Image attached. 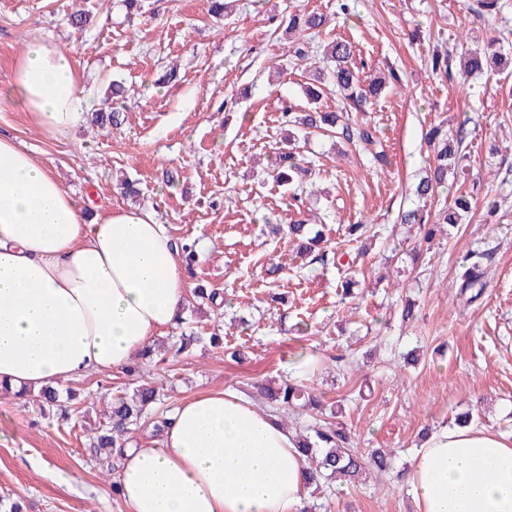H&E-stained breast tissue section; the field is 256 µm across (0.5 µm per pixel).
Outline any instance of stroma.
Segmentation results:
<instances>
[{
    "instance_id": "stroma-1",
    "label": "stroma",
    "mask_w": 512,
    "mask_h": 512,
    "mask_svg": "<svg viewBox=\"0 0 512 512\" xmlns=\"http://www.w3.org/2000/svg\"><path fill=\"white\" fill-rule=\"evenodd\" d=\"M473 2L350 0L341 15L336 0H235L216 18L206 0H140L132 15L122 0H0V135L31 151L84 208L128 206L117 181L135 180L136 208L195 244L186 287L225 300L217 309L186 298V321L246 352L234 361L202 342L168 360L165 347L181 333L172 326L135 372L69 381L84 416L43 414L35 398L0 394V512L16 501L24 512H125L91 441L105 399L132 394L139 371L160 359L162 409L216 389L252 398L255 383L295 379L324 396L358 448L392 451L391 473L326 484L315 512H415L408 483L393 476L409 470L424 433L452 427L458 414L512 438V64L465 80L431 68L439 48L457 58L479 44L512 57V0L492 19L477 17ZM78 10L89 13L80 32L67 22ZM294 11L327 16L329 38L353 42L365 74L398 77L366 108L386 165L312 135L299 152L314 163L316 193L299 204L264 173L286 134L284 101L307 104L310 67L289 57L280 28ZM32 39L68 51L86 86L85 118L57 137L4 96ZM173 63L177 80L160 83ZM115 80L126 89L117 104L125 120L101 129L87 115ZM436 125L464 127V156L454 185L424 202L415 188ZM458 190L475 205L451 235L426 242L398 223L399 211L437 212ZM299 213L317 214L325 259L295 258L287 237L267 233L266 223L285 226ZM365 221L376 237L347 244V225ZM345 244L356 259L333 263ZM473 249L493 260L469 302L458 295L457 261Z\"/></svg>"
}]
</instances>
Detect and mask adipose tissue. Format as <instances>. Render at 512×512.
I'll use <instances>...</instances> for the list:
<instances>
[{
    "instance_id": "1",
    "label": "adipose tissue",
    "mask_w": 512,
    "mask_h": 512,
    "mask_svg": "<svg viewBox=\"0 0 512 512\" xmlns=\"http://www.w3.org/2000/svg\"><path fill=\"white\" fill-rule=\"evenodd\" d=\"M10 96L48 136L77 124L84 86L70 55L41 39L18 58ZM185 297L164 225L137 209H82L26 149L0 138V387L130 363L173 325ZM127 512H297L311 487L296 437L242 394L178 405L161 444L125 451ZM407 482L416 512H512V439L455 426L430 435Z\"/></svg>"
}]
</instances>
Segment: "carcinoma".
Segmentation results:
<instances>
[{"mask_svg":"<svg viewBox=\"0 0 512 512\" xmlns=\"http://www.w3.org/2000/svg\"><path fill=\"white\" fill-rule=\"evenodd\" d=\"M502 5L499 0H476L472 11L479 17L485 15L494 17L500 12ZM325 16L322 13L311 12L293 14L289 17L286 32L301 35V41L290 46L289 56L299 62L309 60L311 41L323 31ZM322 62L332 67L330 73L332 87L340 93L343 103L355 111H365V106L380 98L389 86L384 76H376L370 80L362 77V69L355 60V47L347 40L332 39L323 45ZM434 71H439L447 77H453L450 52L435 53L431 59ZM324 74L316 71L312 74V82L304 89L307 107L297 109L286 103L282 107L284 123L289 126L288 135L284 138L285 147L277 152L276 165L270 176L281 186L295 190L293 196H298L296 190H304L303 178L306 169L298 159L292 143L297 141L298 134H328L336 136L361 152L368 153L372 158L383 163L386 156L383 151L376 150L379 138L377 130L368 122L357 123L350 119L345 111L322 112L314 107V103L325 91ZM124 121L120 110L109 106L92 113L93 124L102 128L118 126ZM429 146L433 148L432 159L428 162L425 176L416 186V194L422 199L435 197L440 188L448 184V174L456 170L460 144L465 138L462 130H457L455 138H448V132L439 126L430 128L426 134ZM472 210L468 195L459 194L454 199L451 209H440L435 221H430V215L423 210L409 209L399 213L398 219L402 224H416L425 230L424 237L434 234V227L446 224L456 228L463 223ZM272 232L288 235L296 243L297 253L308 256L314 252L321 242L319 235H310L306 220L297 219L287 228L278 225L271 226ZM371 224L347 225L348 241H356L364 237H375ZM492 252L488 249L472 250L465 254L460 262L463 269L461 275L460 294L482 284L491 261ZM257 389L261 395L276 404V413L285 418L299 410L321 411L323 402L304 384L283 381L276 387L260 384ZM161 401L160 388L153 381H146L136 389L132 396H118L112 400L104 413V421L100 422L92 447L94 462L102 473L108 474L120 468L124 450L127 447L126 434L133 426L148 424L153 431L161 433L167 424V417L154 412V407ZM40 411L50 409L60 403V393L57 388L47 386L39 395ZM297 447L305 457L309 478L313 490L310 495L320 492L321 481L339 479L356 480L363 474L375 470L385 472L391 468V456L377 449L365 454L351 446L350 436L346 428L338 423L319 421L305 433L297 434Z\"/></svg>","mask_w":512,"mask_h":512,"instance_id":"carcinoma-1","label":"carcinoma"}]
</instances>
